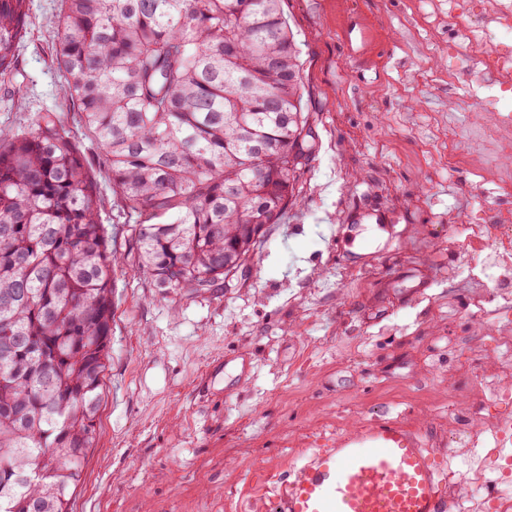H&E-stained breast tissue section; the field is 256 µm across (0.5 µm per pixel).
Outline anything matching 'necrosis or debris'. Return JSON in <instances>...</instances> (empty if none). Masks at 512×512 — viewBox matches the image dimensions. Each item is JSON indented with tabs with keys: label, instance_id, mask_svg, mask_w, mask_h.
Segmentation results:
<instances>
[{
	"label": "necrosis or debris",
	"instance_id": "obj_1",
	"mask_svg": "<svg viewBox=\"0 0 512 512\" xmlns=\"http://www.w3.org/2000/svg\"><path fill=\"white\" fill-rule=\"evenodd\" d=\"M448 18L464 20L467 48L463 61H450L449 76L469 68L486 74L472 86L463 106L477 105L495 113L489 124L474 128L472 173L478 184L493 183L501 195L512 193V169L497 166L499 155L512 151L504 130L512 128V113L501 102L512 94V0H448ZM448 240L465 255L463 263L449 266L448 277L465 288L473 314L484 321L493 316V303H512V218L498 224H477L462 217L449 225ZM467 392L483 402L488 413L482 421L465 412L450 420L448 459L443 475L448 488V512H501L512 504V486L503 483L499 461L512 447V391L487 377L470 380Z\"/></svg>",
	"mask_w": 512,
	"mask_h": 512
}]
</instances>
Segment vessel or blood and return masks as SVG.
<instances>
[{
    "instance_id": "b4317fda",
    "label": "vessel or blood",
    "mask_w": 512,
    "mask_h": 512,
    "mask_svg": "<svg viewBox=\"0 0 512 512\" xmlns=\"http://www.w3.org/2000/svg\"><path fill=\"white\" fill-rule=\"evenodd\" d=\"M440 473L419 434L395 420L361 423L284 479L279 512H446Z\"/></svg>"
}]
</instances>
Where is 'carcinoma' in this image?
Returning <instances> with one entry per match:
<instances>
[{
	"mask_svg": "<svg viewBox=\"0 0 512 512\" xmlns=\"http://www.w3.org/2000/svg\"><path fill=\"white\" fill-rule=\"evenodd\" d=\"M282 0H63L54 60L138 267L192 295L224 283L309 163L300 50ZM30 0H0V77ZM86 151L52 112L0 132V512H73L110 362L118 256Z\"/></svg>",
	"mask_w": 512,
	"mask_h": 512,
	"instance_id": "1",
	"label": "carcinoma"
}]
</instances>
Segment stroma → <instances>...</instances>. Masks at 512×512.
Wrapping results in <instances>:
<instances>
[{
  "mask_svg": "<svg viewBox=\"0 0 512 512\" xmlns=\"http://www.w3.org/2000/svg\"><path fill=\"white\" fill-rule=\"evenodd\" d=\"M61 0H31L0 129L43 112L91 134L53 60ZM301 49L315 144L300 192L254 249L247 275L190 296L136 268V245L101 159V219L120 259L111 359L75 512H224L260 468L287 477L313 440L398 419L447 440L457 408L483 418L468 378L497 371L496 330L448 280V224L493 222L512 197L477 191L470 82L448 78L466 41L447 0H282ZM253 366L247 383L237 361Z\"/></svg>",
  "mask_w": 512,
  "mask_h": 512,
  "instance_id": "stroma-1",
  "label": "stroma"
}]
</instances>
